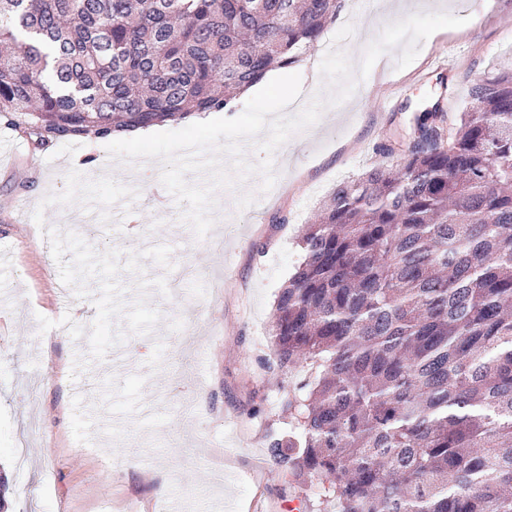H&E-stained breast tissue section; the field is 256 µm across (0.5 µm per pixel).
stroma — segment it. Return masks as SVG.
Here are the masks:
<instances>
[{"label":"stroma","mask_w":512,"mask_h":512,"mask_svg":"<svg viewBox=\"0 0 512 512\" xmlns=\"http://www.w3.org/2000/svg\"><path fill=\"white\" fill-rule=\"evenodd\" d=\"M466 2L467 24L432 34L407 68L385 52L346 120L321 116L278 148L270 191L257 174L216 190L201 239L161 162L114 159L92 134L38 150L0 120V512H222L229 497L284 512L268 444L292 431L281 388L307 372L266 362L297 235L337 185L399 161L419 118L465 111L475 80L512 60V0ZM348 23L353 38L334 43ZM380 33L341 11L292 70L319 78L333 45L361 61ZM85 200L121 202L131 233L74 221Z\"/></svg>","instance_id":"1"}]
</instances>
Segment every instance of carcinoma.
Masks as SVG:
<instances>
[{"label":"carcinoma","mask_w":512,"mask_h":512,"mask_svg":"<svg viewBox=\"0 0 512 512\" xmlns=\"http://www.w3.org/2000/svg\"><path fill=\"white\" fill-rule=\"evenodd\" d=\"M344 0H0V117L46 150L233 111ZM302 229L272 322L307 369L269 454L302 512H512V64Z\"/></svg>","instance_id":"1"}]
</instances>
